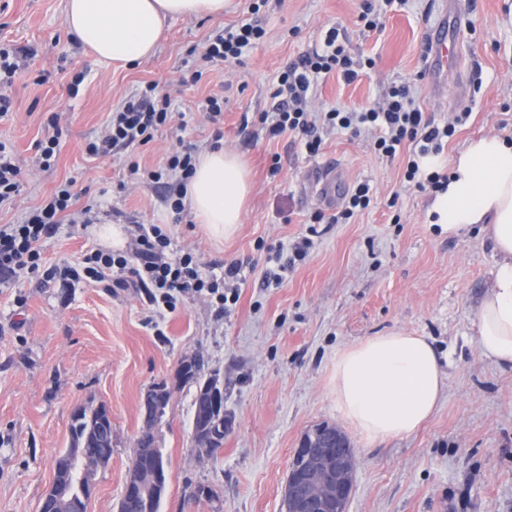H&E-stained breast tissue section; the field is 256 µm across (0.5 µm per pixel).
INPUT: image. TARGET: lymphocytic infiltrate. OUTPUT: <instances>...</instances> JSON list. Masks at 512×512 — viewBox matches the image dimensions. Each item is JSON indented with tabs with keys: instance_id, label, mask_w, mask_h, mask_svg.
<instances>
[{
	"instance_id": "obj_1",
	"label": "lymphocytic infiltrate",
	"mask_w": 512,
	"mask_h": 512,
	"mask_svg": "<svg viewBox=\"0 0 512 512\" xmlns=\"http://www.w3.org/2000/svg\"><path fill=\"white\" fill-rule=\"evenodd\" d=\"M264 35L256 21L243 20L209 38L201 58L210 65L241 62ZM364 69V64L354 61L347 52L338 29H328L321 51L305 56L279 75L273 92L279 104L274 111L259 115L262 130L272 138L288 132L300 135L306 152L312 156L321 149L322 130L348 131L355 136L367 132L371 135L370 147L379 157L390 161L405 157V182L422 190L445 189L447 174L425 171L420 161L439 153L458 126L466 123L468 113H456L453 122L445 125L435 123L417 105L406 82L393 84L385 102L376 108L359 112L337 108L326 112L308 110L307 95L319 76L335 72L350 84L363 76ZM172 119L170 97L158 94L155 85H146L113 111L103 135L89 142L86 151L92 156L129 155V173L142 175L152 183H164V203L179 215L184 211L186 183L196 169V147L182 146L153 170L142 169L132 158L135 149L149 144L155 133ZM75 185V179H67L38 207L23 212L16 222L0 224L1 285L9 284L19 274L38 270L42 260L40 244L56 232L63 219L74 224L92 223L93 204H86L77 213L72 210L78 198ZM83 262L80 270L63 268V277H109L115 287L145 290L156 305L167 309L175 308L178 299L190 292L215 298L220 309H227L237 304L245 282L241 264L232 263L223 271H215L195 253L174 249L169 235L157 224L137 225L133 249L97 250L87 254Z\"/></svg>"
}]
</instances>
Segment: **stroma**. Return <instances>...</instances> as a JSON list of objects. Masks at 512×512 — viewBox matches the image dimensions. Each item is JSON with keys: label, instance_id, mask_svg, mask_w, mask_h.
Returning <instances> with one entry per match:
<instances>
[{"label": "stroma", "instance_id": "35a3bbf8", "mask_svg": "<svg viewBox=\"0 0 512 512\" xmlns=\"http://www.w3.org/2000/svg\"><path fill=\"white\" fill-rule=\"evenodd\" d=\"M470 2L463 63L436 91L424 38L443 0H407L372 32L359 19L363 0H232L221 17L169 19L154 55L127 68L97 61L75 43L65 0H0V44L34 54L28 74L13 84V114L0 122L24 184L15 207L0 210V224L72 178L78 205L98 202V223L127 235L139 224L163 225L174 248L194 250L208 265L242 263L247 277L229 312L191 293L175 309L159 310L111 280L58 275L102 246L84 225H59L42 244L41 271L0 286V512H39L55 458L69 446L73 411L100 404L112 415V459L97 473L86 512H117L142 400L159 382L172 390L156 427L166 463L160 512H281L301 435L340 422L329 384L337 352L394 329L429 338L445 373L444 396L409 436L369 443L351 435L357 468L348 512H512V369L478 349L477 311L497 260L490 242L476 229L453 236L429 224L432 191L402 187L399 162L375 155L367 136L325 132L319 154L310 156L298 136L271 139L241 127L244 114L271 110L278 74L335 26L351 57L374 65L351 84L333 72L321 76L312 111L369 109L407 81L436 122L471 113L444 159L484 135L512 138V0ZM252 15L264 39L242 62L211 67L191 84L190 51ZM149 82L194 116L186 130H159L139 152L142 165L156 166L183 141L207 151L220 129L222 146L251 168V199L233 239H210L191 210L174 219L163 187L132 179L123 156L87 155L110 112ZM217 91L224 94L219 129L194 110ZM53 113L62 147L44 170L35 144ZM330 159L342 164L345 189L367 180L376 194L372 209L340 224L330 223L336 209L323 203L312 177L313 166ZM318 212L326 220L317 225ZM312 224L319 235L309 255L276 280L269 251ZM193 355L219 370L233 422L214 459L199 457L192 441L196 387L177 380L181 360ZM199 486L207 497L191 499Z\"/></svg>", "mask_w": 512, "mask_h": 512}]
</instances>
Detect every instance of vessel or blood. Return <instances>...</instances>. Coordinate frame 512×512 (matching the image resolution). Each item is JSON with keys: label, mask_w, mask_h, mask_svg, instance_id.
I'll use <instances>...</instances> for the list:
<instances>
[{"label": "vessel or blood", "mask_w": 512, "mask_h": 512, "mask_svg": "<svg viewBox=\"0 0 512 512\" xmlns=\"http://www.w3.org/2000/svg\"><path fill=\"white\" fill-rule=\"evenodd\" d=\"M469 23V17L463 11L460 0H448L439 22L428 28L425 40L429 71L433 78H440L448 69L457 65L459 38ZM313 178L322 185L325 203L334 204L339 197L340 167L331 163L320 164L314 169Z\"/></svg>", "instance_id": "obj_1"}]
</instances>
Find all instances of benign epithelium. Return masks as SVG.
<instances>
[{"label":"benign epithelium","mask_w":512,"mask_h":512,"mask_svg":"<svg viewBox=\"0 0 512 512\" xmlns=\"http://www.w3.org/2000/svg\"><path fill=\"white\" fill-rule=\"evenodd\" d=\"M166 389L153 386L142 402L143 426L147 431ZM294 455L300 463L288 469V499L291 512H348L356 469L355 450L347 436L336 426H314L304 432ZM55 466L54 481L42 499L40 512L55 507L56 512H81V503L87 499L93 482L77 483L61 479ZM121 500L129 506L148 503L149 486L140 474L129 471Z\"/></svg>","instance_id":"benign-epithelium-1"}]
</instances>
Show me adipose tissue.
Returning <instances> with one entry per match:
<instances>
[{
  "label": "adipose tissue",
  "instance_id": "obj_1",
  "mask_svg": "<svg viewBox=\"0 0 512 512\" xmlns=\"http://www.w3.org/2000/svg\"><path fill=\"white\" fill-rule=\"evenodd\" d=\"M230 0H66V27L97 60L131 64L155 51L167 18L218 15ZM425 168L448 171L426 217L448 234L480 226L499 260L478 310L481 355L512 368V141L472 140L451 163L431 155ZM251 193L250 172L235 153L206 151L186 199L213 240L237 233ZM330 388L343 420L370 443L409 435L425 424L444 395L441 362L427 337L403 331L371 336L341 350Z\"/></svg>",
  "mask_w": 512,
  "mask_h": 512
}]
</instances>
